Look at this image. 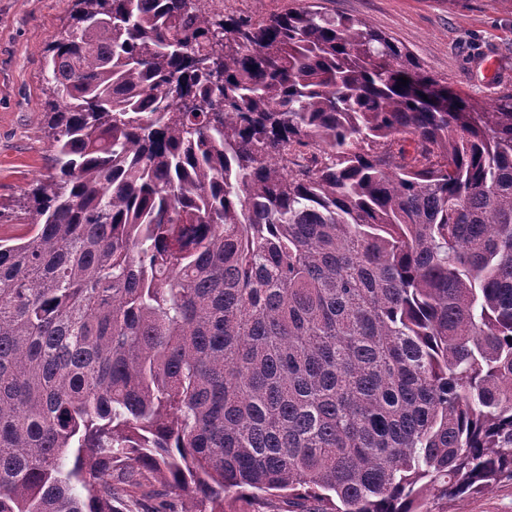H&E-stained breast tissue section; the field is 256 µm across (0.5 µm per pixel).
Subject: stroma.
Listing matches in <instances>:
<instances>
[{
    "instance_id": "1",
    "label": "stroma",
    "mask_w": 512,
    "mask_h": 512,
    "mask_svg": "<svg viewBox=\"0 0 512 512\" xmlns=\"http://www.w3.org/2000/svg\"><path fill=\"white\" fill-rule=\"evenodd\" d=\"M366 19L418 57L457 92L479 100L512 88V0H318ZM72 0H0V237L23 236L21 205L48 174L43 133L49 98L44 50L67 23ZM430 512H512V483L453 501L430 498Z\"/></svg>"
}]
</instances>
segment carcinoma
Masks as SVG:
<instances>
[{"label":"carcinoma","instance_id":"1","mask_svg":"<svg viewBox=\"0 0 512 512\" xmlns=\"http://www.w3.org/2000/svg\"><path fill=\"white\" fill-rule=\"evenodd\" d=\"M44 54L0 512H431L512 481V89L462 97L298 0H74ZM284 2L283 0H229L224 3L227 7L260 15L276 10ZM291 510L293 509L288 507V501L273 496H262V498L255 499L245 497L224 501V512H289Z\"/></svg>","mask_w":512,"mask_h":512}]
</instances>
